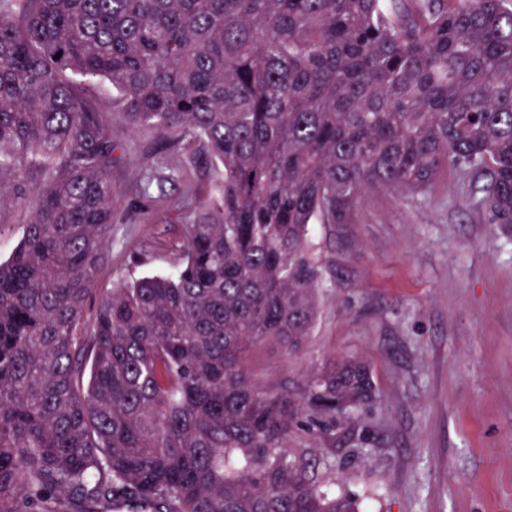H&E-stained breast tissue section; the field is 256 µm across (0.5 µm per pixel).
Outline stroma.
<instances>
[{"instance_id": "obj_1", "label": "stroma", "mask_w": 512, "mask_h": 512, "mask_svg": "<svg viewBox=\"0 0 512 512\" xmlns=\"http://www.w3.org/2000/svg\"><path fill=\"white\" fill-rule=\"evenodd\" d=\"M96 95L125 153L90 317L130 277L173 269L216 180L208 164L179 172L111 91ZM313 243L315 328L295 352L258 348L252 374L293 390L324 358L354 355L378 393L335 443L300 430L291 448L366 512H512V225L489 223L451 171L424 196L368 195L354 223L316 225Z\"/></svg>"}]
</instances>
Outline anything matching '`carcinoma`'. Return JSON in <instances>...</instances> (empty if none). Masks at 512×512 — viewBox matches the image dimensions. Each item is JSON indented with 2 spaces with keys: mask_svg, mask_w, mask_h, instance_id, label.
<instances>
[{
  "mask_svg": "<svg viewBox=\"0 0 512 512\" xmlns=\"http://www.w3.org/2000/svg\"><path fill=\"white\" fill-rule=\"evenodd\" d=\"M102 81L218 184L173 272L88 328L124 150ZM449 169L512 224V0H0V208L32 213L0 262V512H362L288 439L305 416L335 437L372 367L330 357L288 394L252 356L311 334L312 225Z\"/></svg>",
  "mask_w": 512,
  "mask_h": 512,
  "instance_id": "cac0c4a2",
  "label": "carcinoma"
}]
</instances>
